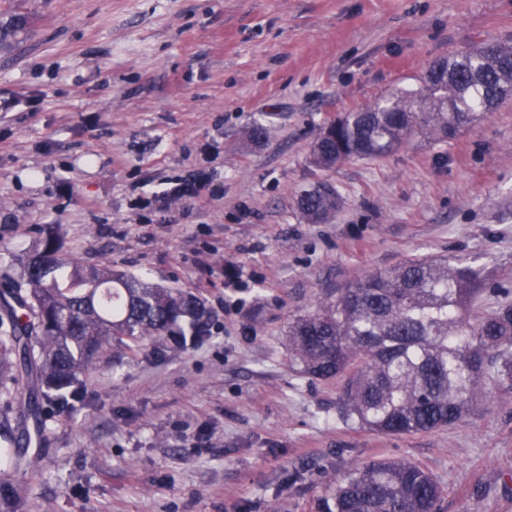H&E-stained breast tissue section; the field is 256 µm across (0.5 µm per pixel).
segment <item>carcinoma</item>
<instances>
[{
    "instance_id": "obj_1",
    "label": "carcinoma",
    "mask_w": 512,
    "mask_h": 512,
    "mask_svg": "<svg viewBox=\"0 0 512 512\" xmlns=\"http://www.w3.org/2000/svg\"><path fill=\"white\" fill-rule=\"evenodd\" d=\"M425 92L396 89L380 102L328 123L312 162L332 168L378 159L421 134L445 141L478 112L512 98V43L482 42L436 60ZM337 188L321 181L304 191L309 221L336 212ZM480 258L410 257L351 280L308 314L288 323V352L303 371L336 380L346 420L379 434H419L463 423L487 397L486 379L512 391V293L489 286ZM7 335L0 336V378L26 391L36 417L65 408L80 375L112 348L132 355L160 339L175 348L209 335L203 300L152 286L110 267L84 269L50 232L28 257L21 283L0 294ZM0 448V462L30 468L43 429ZM442 489L411 461L378 459L336 480L318 512H439ZM23 489L0 481V512H19Z\"/></svg>"
}]
</instances>
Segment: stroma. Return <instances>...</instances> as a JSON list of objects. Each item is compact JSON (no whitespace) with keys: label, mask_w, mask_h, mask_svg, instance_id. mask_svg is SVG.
Listing matches in <instances>:
<instances>
[{"label":"stroma","mask_w":512,"mask_h":512,"mask_svg":"<svg viewBox=\"0 0 512 512\" xmlns=\"http://www.w3.org/2000/svg\"><path fill=\"white\" fill-rule=\"evenodd\" d=\"M0 282L55 228L68 257L199 296L209 336L82 379L43 419L23 512H317L378 459L424 466L441 512H512V392L464 423L382 435L288 352L291 318L415 255L469 254L512 289V100L451 139L323 170L326 123L436 59L512 40V0H0ZM266 128L252 143V124ZM202 174L198 196L142 206ZM341 194L325 222L299 192Z\"/></svg>","instance_id":"1"}]
</instances>
